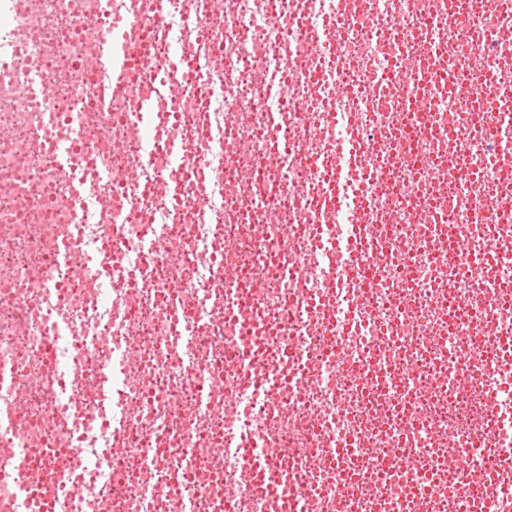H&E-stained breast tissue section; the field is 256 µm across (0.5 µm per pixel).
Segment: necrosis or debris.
<instances>
[{"label": "necrosis or debris", "mask_w": 512, "mask_h": 512, "mask_svg": "<svg viewBox=\"0 0 512 512\" xmlns=\"http://www.w3.org/2000/svg\"><path fill=\"white\" fill-rule=\"evenodd\" d=\"M36 18L27 64L0 81V364L26 388L0 398L14 432L0 434V467L18 437L56 448L47 482L89 512H512V260L489 275L485 254L512 253V97L486 99L476 126L456 102L475 79L512 85L501 52L512 50V8L491 0H171L158 29L154 0H140L132 51L157 66L215 62L222 93L188 85L195 109L161 121L154 140L132 138L139 77L98 109L87 80L105 53L109 23L127 0H21ZM344 25L322 44L329 12ZM195 13L197 23L185 21ZM285 64L268 91L263 62ZM38 64L51 98L19 93ZM332 70L342 93L303 81ZM434 79L415 83V71ZM425 97V109L415 106ZM53 140L74 143L88 164L118 171L85 181L93 208L88 249L120 265L124 284L103 303L102 264L74 274L50 249L70 229L58 199L76 187L40 148L44 115ZM111 127L108 140L90 127ZM200 136L171 168L170 196L151 194L165 145L184 127ZM221 134L210 142L209 131ZM349 151L331 156L333 144ZM231 186L210 194L212 183ZM336 183L342 206L320 239L349 242L359 274L325 287L327 268L308 246L313 202ZM209 194L210 210L194 199ZM497 199L484 210L486 197ZM164 229L156 271L140 281L144 229ZM306 263V276L289 275ZM204 292L189 313L168 286ZM205 326L185 367L180 327ZM97 337L86 345V337ZM310 356L288 365L283 347ZM134 363L116 379L124 408L112 423L96 393L114 350ZM70 397L56 398L57 369ZM286 390L268 394L262 418L250 396L270 372ZM207 395L208 410L197 400ZM495 402L497 415L485 407ZM487 431L480 447L472 436ZM260 435L275 482L258 492L242 449ZM78 443L88 463L71 466Z\"/></svg>", "instance_id": "obj_1"}]
</instances>
